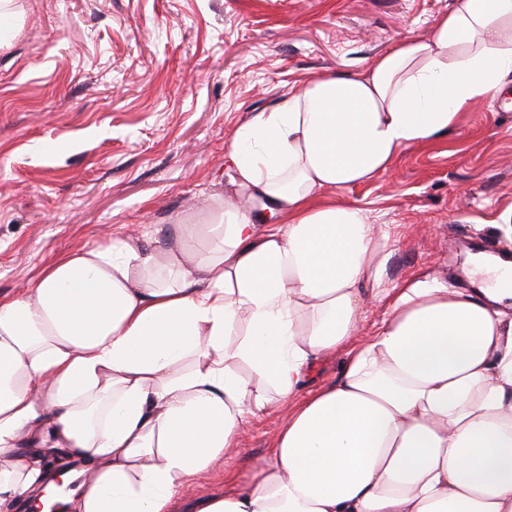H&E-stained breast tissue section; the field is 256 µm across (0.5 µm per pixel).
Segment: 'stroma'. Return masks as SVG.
I'll list each match as a JSON object with an SVG mask.
<instances>
[{
    "mask_svg": "<svg viewBox=\"0 0 512 512\" xmlns=\"http://www.w3.org/2000/svg\"><path fill=\"white\" fill-rule=\"evenodd\" d=\"M451 0H15L0 16V295L75 251L236 196L225 150L282 92L351 72ZM391 240L389 285H468L467 247L512 253V76L429 146L331 193ZM293 408L259 414L176 512L245 481Z\"/></svg>",
    "mask_w": 512,
    "mask_h": 512,
    "instance_id": "stroma-1",
    "label": "stroma"
}]
</instances>
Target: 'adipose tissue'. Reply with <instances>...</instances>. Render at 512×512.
I'll list each match as a JSON object with an SVG mask.
<instances>
[{
	"mask_svg": "<svg viewBox=\"0 0 512 512\" xmlns=\"http://www.w3.org/2000/svg\"><path fill=\"white\" fill-rule=\"evenodd\" d=\"M510 72L512 0H452L427 37L321 73L236 131L251 206L181 225L205 250L156 251L148 224L0 297V512L51 492L52 458L82 465L70 512H173L275 401L294 408L269 458L199 512H512V279L481 256L488 287H388L365 211L324 198L447 135ZM369 291L389 314L354 347ZM343 346L339 378L300 397Z\"/></svg>",
	"mask_w": 512,
	"mask_h": 512,
	"instance_id": "ef3b65f1",
	"label": "adipose tissue"
}]
</instances>
